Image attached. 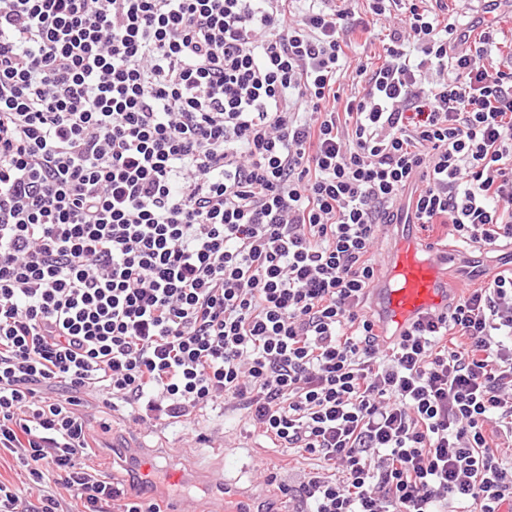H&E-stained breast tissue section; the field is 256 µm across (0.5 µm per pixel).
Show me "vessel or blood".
<instances>
[{
    "instance_id": "vessel-or-blood-1",
    "label": "vessel or blood",
    "mask_w": 512,
    "mask_h": 512,
    "mask_svg": "<svg viewBox=\"0 0 512 512\" xmlns=\"http://www.w3.org/2000/svg\"><path fill=\"white\" fill-rule=\"evenodd\" d=\"M447 261L445 253L424 251L414 238L400 242L377 288L378 319L384 335H400L418 317L447 305L448 280L443 272ZM125 457L133 470L163 477L166 484H177L189 477L204 490L201 498H179L173 512H212L210 497L224 495L232 483L231 477L224 474L196 472L189 476L161 467L133 450L126 451Z\"/></svg>"
}]
</instances>
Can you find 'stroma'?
Here are the masks:
<instances>
[{"label": "stroma", "instance_id": "obj_1", "mask_svg": "<svg viewBox=\"0 0 512 512\" xmlns=\"http://www.w3.org/2000/svg\"><path fill=\"white\" fill-rule=\"evenodd\" d=\"M448 242V295L459 297L473 287L469 273L480 266L487 273L502 268L504 255L512 248L486 252L474 247H460ZM89 422L100 446L93 465L114 479L130 482L133 475L125 460L114 456L113 447L140 443L145 452L164 450L177 467L192 470L204 466L215 470H232L236 489L228 495L230 507L237 512H290L292 505L282 492L285 486H296L306 480L317 467L316 460L302 459L285 451L272 449L268 440L254 431L241 411L210 409L192 422L156 428L129 423L120 412L94 404ZM267 464L274 481H265L257 474L259 464Z\"/></svg>", "mask_w": 512, "mask_h": 512}]
</instances>
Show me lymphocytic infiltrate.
<instances>
[{
    "instance_id": "lymphocytic-infiltrate-1",
    "label": "lymphocytic infiltrate",
    "mask_w": 512,
    "mask_h": 512,
    "mask_svg": "<svg viewBox=\"0 0 512 512\" xmlns=\"http://www.w3.org/2000/svg\"><path fill=\"white\" fill-rule=\"evenodd\" d=\"M395 11L371 68L328 0H0V512H160L91 466L93 397L243 411L326 464L298 512H512V269L367 309L384 226L512 242V66Z\"/></svg>"
}]
</instances>
